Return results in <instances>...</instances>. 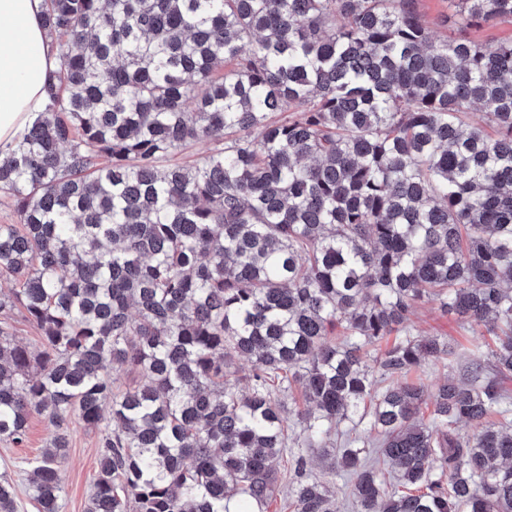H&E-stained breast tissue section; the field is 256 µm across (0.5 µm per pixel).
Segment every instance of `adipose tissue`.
I'll return each mask as SVG.
<instances>
[{
  "label": "adipose tissue",
  "instance_id": "adipose-tissue-1",
  "mask_svg": "<svg viewBox=\"0 0 512 512\" xmlns=\"http://www.w3.org/2000/svg\"><path fill=\"white\" fill-rule=\"evenodd\" d=\"M43 0H0V158L14 149L46 103L55 69L42 19Z\"/></svg>",
  "mask_w": 512,
  "mask_h": 512
}]
</instances>
